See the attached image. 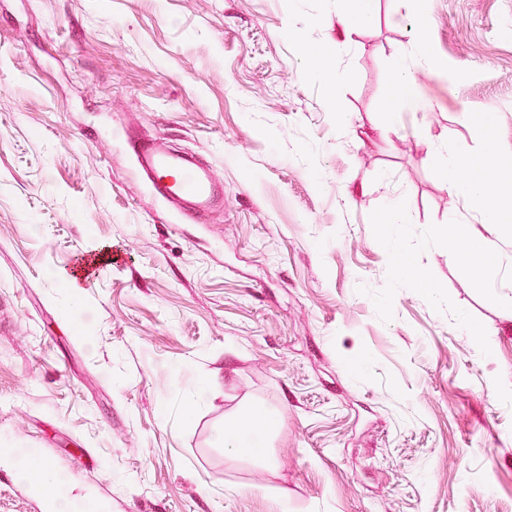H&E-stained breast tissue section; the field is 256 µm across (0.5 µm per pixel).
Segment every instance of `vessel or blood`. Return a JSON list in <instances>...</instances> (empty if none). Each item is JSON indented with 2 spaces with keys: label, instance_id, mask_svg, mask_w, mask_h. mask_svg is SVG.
<instances>
[{
  "label": "vessel or blood",
  "instance_id": "obj_1",
  "mask_svg": "<svg viewBox=\"0 0 512 512\" xmlns=\"http://www.w3.org/2000/svg\"><path fill=\"white\" fill-rule=\"evenodd\" d=\"M132 152L153 196L181 216L200 218L218 209L217 183L209 168L188 161L156 140L134 143Z\"/></svg>",
  "mask_w": 512,
  "mask_h": 512
}]
</instances>
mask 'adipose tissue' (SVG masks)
<instances>
[{
    "mask_svg": "<svg viewBox=\"0 0 512 512\" xmlns=\"http://www.w3.org/2000/svg\"><path fill=\"white\" fill-rule=\"evenodd\" d=\"M422 108L414 68L406 60H398L386 97V109L390 112H417ZM431 157L439 172L447 178L450 195L466 202H483V223L503 224L512 220V210L501 206L487 193L491 181L512 172V153L502 150L499 142L490 141L476 156L437 147ZM448 251L472 275L477 287H485L484 272L476 264L477 258L485 252V244L481 239L465 234L456 222H449Z\"/></svg>",
    "mask_w": 512,
    "mask_h": 512,
    "instance_id": "1",
    "label": "adipose tissue"
}]
</instances>
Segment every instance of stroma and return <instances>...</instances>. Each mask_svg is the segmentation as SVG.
<instances>
[{
  "label": "stroma",
  "instance_id": "obj_1",
  "mask_svg": "<svg viewBox=\"0 0 512 512\" xmlns=\"http://www.w3.org/2000/svg\"><path fill=\"white\" fill-rule=\"evenodd\" d=\"M329 2L0 0V512H512V226L430 161L478 154L484 112L512 148V0H372L349 34ZM330 44L333 94L308 72ZM424 53L425 111L387 125ZM152 139L223 208L156 201ZM395 196L423 286L392 281ZM249 407L260 458L224 445ZM424 108L417 92L414 68L404 57L396 62L386 97L387 112H418ZM462 225L456 224L453 217L448 219V251L455 261L466 269L473 277L474 284L486 287L483 269L474 264L475 260L485 252L484 242L460 230Z\"/></svg>",
  "mask_w": 512,
  "mask_h": 512
}]
</instances>
